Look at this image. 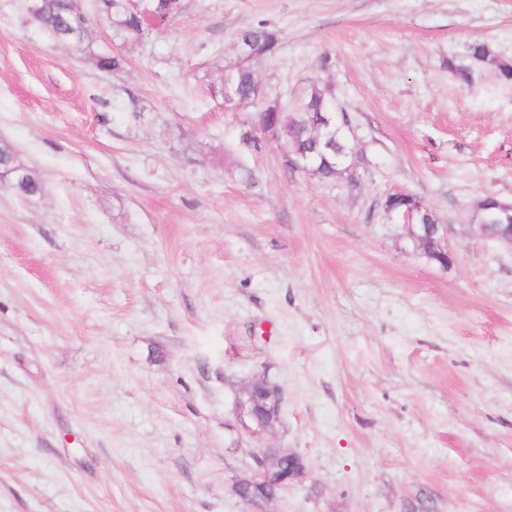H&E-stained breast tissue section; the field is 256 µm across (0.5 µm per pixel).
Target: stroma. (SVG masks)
Masks as SVG:
<instances>
[{"instance_id":"35a3bbf8","label":"stroma","mask_w":512,"mask_h":512,"mask_svg":"<svg viewBox=\"0 0 512 512\" xmlns=\"http://www.w3.org/2000/svg\"><path fill=\"white\" fill-rule=\"evenodd\" d=\"M76 3L88 45L0 0V145L42 185L0 191V512H512V248L475 217L512 201V80L450 69L477 42L512 62V0H185L111 73L112 21ZM259 23L269 100L331 82L358 184L290 168L210 95ZM396 193L454 264L393 223ZM261 377L282 400L256 440L235 401ZM260 444L306 468L251 503L232 486ZM424 206L418 200L404 209L386 207L387 212L399 218L404 224V229L416 247L423 251L426 257L435 255L442 267H448L455 261V254L448 248V227L445 224H423L425 214ZM424 230V234L419 232Z\"/></svg>"}]
</instances>
